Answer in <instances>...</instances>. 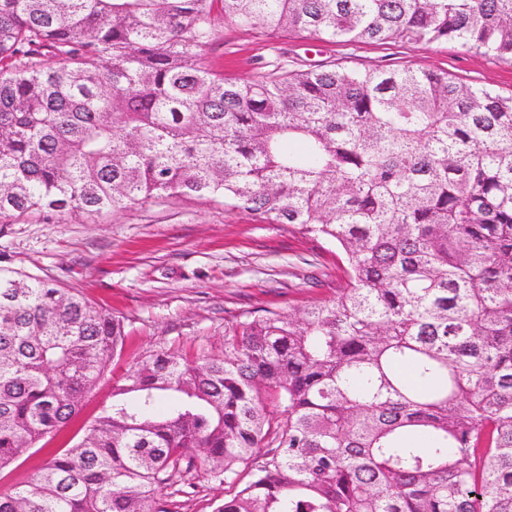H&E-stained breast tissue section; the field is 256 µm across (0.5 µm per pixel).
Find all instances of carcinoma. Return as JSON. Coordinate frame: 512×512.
I'll use <instances>...</instances> for the list:
<instances>
[{"mask_svg": "<svg viewBox=\"0 0 512 512\" xmlns=\"http://www.w3.org/2000/svg\"><path fill=\"white\" fill-rule=\"evenodd\" d=\"M512 59V0H0V223L189 197L336 244L347 287L161 350L0 512H166L203 452L215 512H512V97L442 70L237 81L218 26ZM125 342L0 265V470L49 443Z\"/></svg>", "mask_w": 512, "mask_h": 512, "instance_id": "cac0c4a2", "label": "carcinoma"}]
</instances>
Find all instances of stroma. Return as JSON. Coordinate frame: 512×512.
I'll list each match as a JSON object with an SVG mask.
<instances>
[{
	"label": "stroma",
	"instance_id": "1",
	"mask_svg": "<svg viewBox=\"0 0 512 512\" xmlns=\"http://www.w3.org/2000/svg\"><path fill=\"white\" fill-rule=\"evenodd\" d=\"M226 75L338 64L364 69H437L501 96L512 95V62L456 42L428 45L323 42L295 32L225 24L208 47ZM335 246L290 224H260L241 210L187 198H159L96 222L32 215L0 224V265L34 274L119 316L124 351L82 407L41 450L0 470V493L29 480L54 452L85 433L112 386L135 361L157 350L189 357L224 353V326L244 312L291 313L333 298L344 279ZM225 485L206 466L164 488L168 512H213Z\"/></svg>",
	"mask_w": 512,
	"mask_h": 512
}]
</instances>
